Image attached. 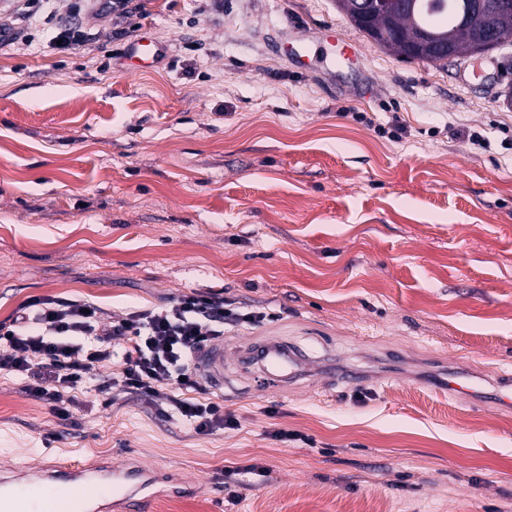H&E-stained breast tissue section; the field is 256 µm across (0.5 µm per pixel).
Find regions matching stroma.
<instances>
[{"label": "stroma", "mask_w": 512, "mask_h": 512, "mask_svg": "<svg viewBox=\"0 0 512 512\" xmlns=\"http://www.w3.org/2000/svg\"><path fill=\"white\" fill-rule=\"evenodd\" d=\"M133 3L76 50L43 26L0 47V322L34 298L117 320L220 293L266 315L225 344L283 339L361 378L230 377L202 397L235 428L199 434L96 370L67 420L2 370L0 463L131 454L190 485L153 512H512V408L440 384L512 372V43L477 78L387 53L334 0ZM331 26L358 61L323 62ZM145 31L163 53L133 73ZM394 112L408 133L382 137Z\"/></svg>", "instance_id": "stroma-1"}]
</instances>
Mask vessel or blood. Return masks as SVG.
I'll list each match as a JSON object with an SVG mask.
<instances>
[{"label": "vessel or blood", "instance_id": "1", "mask_svg": "<svg viewBox=\"0 0 512 512\" xmlns=\"http://www.w3.org/2000/svg\"><path fill=\"white\" fill-rule=\"evenodd\" d=\"M134 69L152 67L159 48L151 36H140L128 52ZM243 367L258 368L288 384L306 375L311 363L290 349L286 342L259 340L240 352ZM196 371L213 389L224 387V344L216 341L200 351L193 361ZM448 395L471 402L512 405V377L485 386L481 377L450 372ZM162 467L126 461L85 463L54 458L34 466L13 467L0 472V512H40L42 499L61 496V512H151L158 485L165 483Z\"/></svg>", "mask_w": 512, "mask_h": 512}]
</instances>
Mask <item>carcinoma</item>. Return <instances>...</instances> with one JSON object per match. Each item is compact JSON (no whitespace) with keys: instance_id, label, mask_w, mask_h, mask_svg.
Wrapping results in <instances>:
<instances>
[{"instance_id":"cac0c4a2","label":"carcinoma","mask_w":512,"mask_h":512,"mask_svg":"<svg viewBox=\"0 0 512 512\" xmlns=\"http://www.w3.org/2000/svg\"><path fill=\"white\" fill-rule=\"evenodd\" d=\"M336 8L351 24L387 52L403 58L406 46L426 32L445 35L452 42L455 58H466L471 51L470 42L459 33V19L466 0H414L411 9L402 8L398 0H390L389 7L374 15L363 26L356 15L354 0H335ZM477 24L512 36V7L487 11L477 18Z\"/></svg>"}]
</instances>
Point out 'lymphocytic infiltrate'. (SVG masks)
Wrapping results in <instances>:
<instances>
[{"label":"lymphocytic infiltrate","instance_id":"lymphocytic-infiltrate-1","mask_svg":"<svg viewBox=\"0 0 512 512\" xmlns=\"http://www.w3.org/2000/svg\"><path fill=\"white\" fill-rule=\"evenodd\" d=\"M68 19L51 15L53 38L62 49L86 44L87 20L103 14L98 0H69ZM261 312H244L216 294L193 293L158 309H135L108 322L92 302L34 298L16 315L0 323V371L24 381L33 397L49 404L62 418L70 412L60 400L64 390L80 385L96 366L111 361L112 343L127 342L125 367L116 376L101 377L98 389H119L146 395L173 407L196 432L234 428L232 417L215 403L179 397L180 389H196L200 379L195 354L223 336L225 327L264 320Z\"/></svg>","mask_w":512,"mask_h":512}]
</instances>
